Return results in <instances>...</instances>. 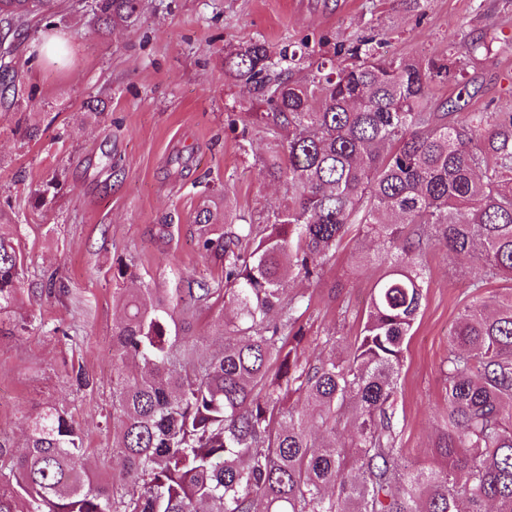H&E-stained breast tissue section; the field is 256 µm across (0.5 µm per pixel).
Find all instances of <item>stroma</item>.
Here are the masks:
<instances>
[{"mask_svg":"<svg viewBox=\"0 0 512 512\" xmlns=\"http://www.w3.org/2000/svg\"><path fill=\"white\" fill-rule=\"evenodd\" d=\"M141 17L107 36L78 10L62 9L53 26H34L13 65L18 94L35 95L38 140L16 133L24 114L0 99V231L13 237L26 277L19 300L0 315V445L18 455L27 419L49 404L72 411L90 470L111 482L117 460L112 429V330L122 319L120 294L134 266L155 288L174 276L214 281L219 268L196 247L194 218L205 193L223 195L235 216L274 209L285 183L260 174L268 155L263 125L249 108L260 96L224 68L228 47L253 41L294 55L293 80L313 78L318 63L343 44L372 38L386 57L427 58L473 46L456 72L437 82L435 100L469 95V112L512 111V0H142ZM104 98L99 120L84 116L88 96ZM185 165H172L174 155ZM59 177L48 209L30 197ZM172 219L170 242L154 227ZM377 246L352 226L320 282L288 277L305 296L310 360L347 357L359 318L384 267ZM422 307L404 350L397 404L406 461L435 460L448 419L442 362L448 333L470 301L473 258L433 245L423 258ZM67 287L43 288L47 277ZM94 380L76 391L68 373Z\"/></svg>","mask_w":512,"mask_h":512,"instance_id":"1","label":"stroma"}]
</instances>
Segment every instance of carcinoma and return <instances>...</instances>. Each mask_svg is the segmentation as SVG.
Here are the masks:
<instances>
[{"mask_svg": "<svg viewBox=\"0 0 512 512\" xmlns=\"http://www.w3.org/2000/svg\"><path fill=\"white\" fill-rule=\"evenodd\" d=\"M141 0H75L100 30L131 26ZM54 0H0V92L32 22L52 23ZM254 85L272 142L264 177L288 198L258 223L224 230L209 203L197 211L201 254L224 279L122 296L112 330V485L85 468L70 410L31 418L17 458L0 448V512H512V292L466 304L448 336V422L442 464L401 454L395 390L403 347L424 298L422 258L433 243L476 259L471 286L512 280V112L438 104L450 57L387 58L367 40L322 62L308 83L262 42L224 57ZM58 184L35 191L34 207ZM378 243L385 270L350 355L305 357L287 269L320 281L351 225ZM24 283L20 251L0 236V312ZM234 307L211 324L220 346L197 353L202 311ZM300 405L286 407L288 394ZM348 430V437L342 431Z\"/></svg>", "mask_w": 512, "mask_h": 512, "instance_id": "obj_1", "label": "carcinoma"}]
</instances>
